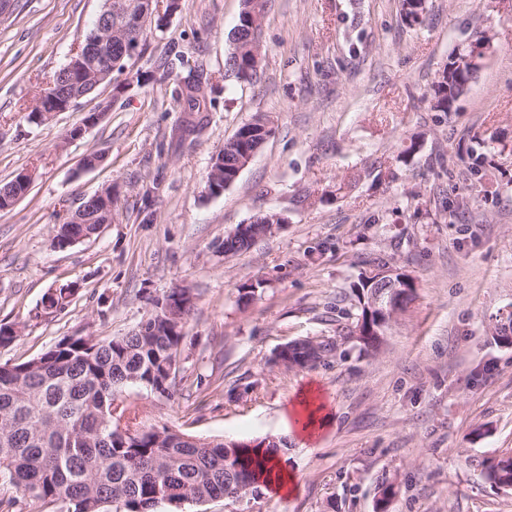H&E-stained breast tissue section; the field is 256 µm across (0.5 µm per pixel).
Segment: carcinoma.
Returning a JSON list of instances; mask_svg holds the SVG:
<instances>
[{
	"label": "carcinoma",
	"mask_w": 512,
	"mask_h": 512,
	"mask_svg": "<svg viewBox=\"0 0 512 512\" xmlns=\"http://www.w3.org/2000/svg\"><path fill=\"white\" fill-rule=\"evenodd\" d=\"M421 0H402L404 20L410 25L423 22ZM266 0H244L238 28L247 31L252 15L263 16ZM237 78L251 81L257 76L249 42L234 46L227 60ZM74 99H82L97 88V78L83 83H66L52 77ZM465 86L437 80L433 88L434 108L450 111ZM171 95L182 112L208 111L205 93L195 81L174 83ZM258 116L243 125L236 136L224 142V164L213 163L206 181L230 180L241 156L238 136L254 130L246 141L249 148L262 147ZM105 216L89 224H59L55 238L72 235L93 236ZM369 269L360 273L357 303L346 313L351 322L346 338L355 340L362 351L376 349L392 316H383L370 306L377 293L378 276L389 266L383 256L366 261ZM74 296L73 289L61 287L44 296L43 311H62ZM185 321H176L172 312L153 300L146 324H137L120 337L65 342L60 340L37 358L0 364V476L23 495L60 512H154L170 502L205 503L223 498L237 500L261 497L268 488V456L286 452V442L268 435L249 446L235 440L204 439L183 433L163 423L156 428L143 422L138 409L124 403L130 389L145 390L159 400H171L177 379L167 380L170 363L175 374L182 371ZM317 346V361L336 353L331 337H309L293 342V361L311 346ZM488 483L501 488L512 486V456L485 466Z\"/></svg>",
	"instance_id": "1"
}]
</instances>
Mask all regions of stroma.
<instances>
[{"label":"stroma","instance_id":"35a3bbf8","mask_svg":"<svg viewBox=\"0 0 512 512\" xmlns=\"http://www.w3.org/2000/svg\"><path fill=\"white\" fill-rule=\"evenodd\" d=\"M104 0H10L0 13V183L36 175L0 211V324L22 328L0 363L40 356L60 339L121 336L149 297L194 288L189 358L174 401L129 394L147 423L252 442L287 437L288 496L155 512H376L378 484L395 481L386 512H512V490L484 465L512 455V345L495 326L512 314V0H427L408 25L399 0H267L257 78L225 68L242 0H181V11L131 62L141 83L97 87L36 125L40 88L91 31ZM491 39L483 67L450 111L432 106L449 54ZM204 70L213 105L193 141L169 134L182 114L159 68ZM273 133L220 195L206 190L213 156L245 123ZM486 141L481 166L473 134ZM92 151L105 155L81 169ZM111 187L112 221L53 248L65 208ZM153 189L149 218L138 210ZM286 222L250 249L218 246L265 213ZM391 257L416 297L381 347L343 337L366 261ZM262 280L254 297L242 283ZM76 283L65 310L38 316L49 289ZM338 341L335 359L284 371L283 344ZM317 389L328 421L293 427L301 392Z\"/></svg>","mask_w":512,"mask_h":512}]
</instances>
